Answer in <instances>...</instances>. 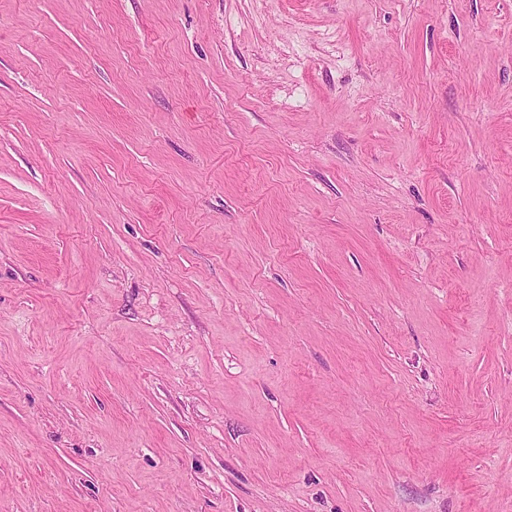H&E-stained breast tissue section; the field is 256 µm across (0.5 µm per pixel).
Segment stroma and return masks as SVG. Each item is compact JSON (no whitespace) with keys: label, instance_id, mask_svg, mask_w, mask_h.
<instances>
[{"label":"stroma","instance_id":"1","mask_svg":"<svg viewBox=\"0 0 512 512\" xmlns=\"http://www.w3.org/2000/svg\"><path fill=\"white\" fill-rule=\"evenodd\" d=\"M0 512H512V0H0Z\"/></svg>","mask_w":512,"mask_h":512}]
</instances>
